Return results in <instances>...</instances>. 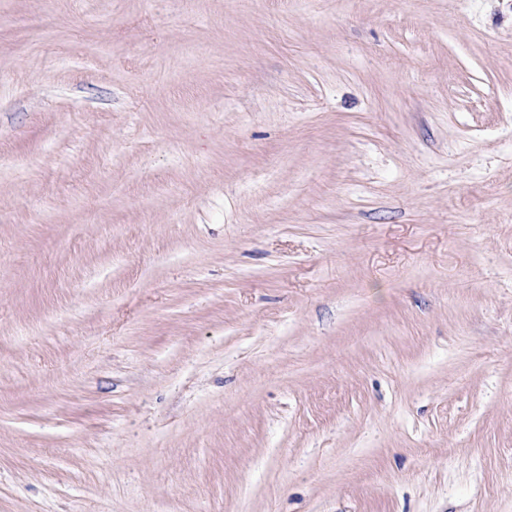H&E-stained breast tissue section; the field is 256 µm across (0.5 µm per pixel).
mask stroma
I'll return each instance as SVG.
<instances>
[{"instance_id": "stroma-1", "label": "stroma", "mask_w": 512, "mask_h": 512, "mask_svg": "<svg viewBox=\"0 0 512 512\" xmlns=\"http://www.w3.org/2000/svg\"><path fill=\"white\" fill-rule=\"evenodd\" d=\"M0 512H512V0H0Z\"/></svg>"}]
</instances>
